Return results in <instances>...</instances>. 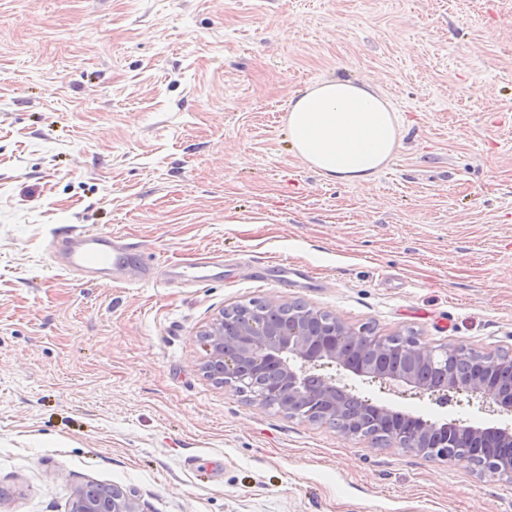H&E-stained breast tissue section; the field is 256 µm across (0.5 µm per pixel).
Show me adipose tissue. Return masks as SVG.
<instances>
[{
  "label": "adipose tissue",
  "instance_id": "obj_1",
  "mask_svg": "<svg viewBox=\"0 0 512 512\" xmlns=\"http://www.w3.org/2000/svg\"><path fill=\"white\" fill-rule=\"evenodd\" d=\"M288 134L297 155L325 178L365 184L395 155L401 126L371 86L336 79L289 100Z\"/></svg>",
  "mask_w": 512,
  "mask_h": 512
}]
</instances>
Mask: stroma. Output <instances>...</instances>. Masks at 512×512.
Returning a JSON list of instances; mask_svg holds the SVG:
<instances>
[{"label":"stroma","instance_id":"stroma-1","mask_svg":"<svg viewBox=\"0 0 512 512\" xmlns=\"http://www.w3.org/2000/svg\"><path fill=\"white\" fill-rule=\"evenodd\" d=\"M331 78L398 113L369 183L290 144L289 99ZM69 229L224 277L82 279L47 254ZM281 259L316 287L256 278ZM253 298L512 355V0H0V512L89 482L144 512H512L498 475L207 380L203 331ZM360 388L428 422L481 405ZM186 268L196 283H208L224 277V262L204 259Z\"/></svg>","mask_w":512,"mask_h":512}]
</instances>
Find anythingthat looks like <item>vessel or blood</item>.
<instances>
[{"instance_id":"vessel-or-blood-1","label":"vessel or blood","mask_w":512,"mask_h":512,"mask_svg":"<svg viewBox=\"0 0 512 512\" xmlns=\"http://www.w3.org/2000/svg\"><path fill=\"white\" fill-rule=\"evenodd\" d=\"M48 249L54 257L62 259L67 271L78 275L109 274L116 279L153 284L162 269L144 257L137 242L115 233L74 231L52 237ZM189 271L195 282L208 283L223 277L224 264L204 259L191 264Z\"/></svg>"}]
</instances>
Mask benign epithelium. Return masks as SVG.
<instances>
[{"mask_svg":"<svg viewBox=\"0 0 512 512\" xmlns=\"http://www.w3.org/2000/svg\"><path fill=\"white\" fill-rule=\"evenodd\" d=\"M321 312L305 308L288 320V325L278 331L269 330L262 321L250 319L240 322L233 330H228L224 314H219L204 333L207 357L203 364L206 377H211V370L220 369L228 377H235L246 370H258L268 363L276 365L283 384L288 386V403L299 404L307 399L306 394L297 385L302 375L309 369L334 367L341 375L370 377L378 380L396 393L403 388L425 392L427 387L411 374L401 371L382 373L359 367L344 355L339 340L348 338L367 352H380L387 347V340L370 336L364 331L348 328L339 318L330 316L327 322L319 326L314 320ZM405 355L414 362L431 359L434 352H425L419 348L414 339L407 338L401 346ZM453 346L444 349L440 360L443 365L444 378L440 386L444 394L468 392L480 395L487 412L492 414H512V381L492 385L486 381L484 368L495 365L498 358L483 356L476 368L464 376L446 368L448 356ZM319 383L313 387V396L317 407L308 411L312 421H332L345 438L351 437L355 422L341 417L340 401L337 393L348 389L335 375H318ZM447 433H462L468 437L474 456H483L487 460L485 471L497 473L502 470L512 474V456L495 457L497 449L512 448V422L478 420H453L440 425ZM437 427L430 423H420L413 428L414 434L402 438L401 430L390 432V443L405 448H413L420 453H427L432 448V435ZM72 512H143L134 495L117 489L112 498L103 501L89 492V487L78 490Z\"/></svg>","mask_w":512,"mask_h":512,"instance_id":"benign-epithelium-1","label":"benign epithelium"}]
</instances>
